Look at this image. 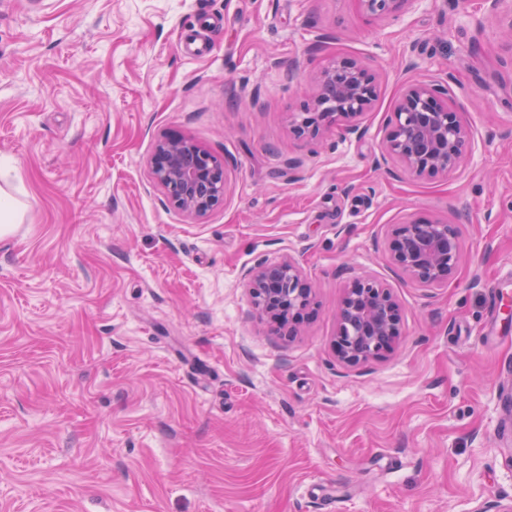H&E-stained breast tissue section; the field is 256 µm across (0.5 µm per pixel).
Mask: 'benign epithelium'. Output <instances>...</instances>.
I'll return each mask as SVG.
<instances>
[{"instance_id":"1","label":"benign epithelium","mask_w":512,"mask_h":512,"mask_svg":"<svg viewBox=\"0 0 512 512\" xmlns=\"http://www.w3.org/2000/svg\"><path fill=\"white\" fill-rule=\"evenodd\" d=\"M366 10L385 17L414 0H362ZM376 76L347 58L334 60L315 78L312 97L290 123L299 138H313L334 125L361 134L360 117L376 97ZM472 137L448 106V89L428 83L409 85L391 113L381 143L387 163L412 175H448L470 152ZM152 183L166 202L187 218L206 217L224 200L225 162L189 138L169 133L158 138L148 160ZM391 263L422 288H437L453 277L461 260L460 234L441 221L412 220L391 229ZM263 314L304 311L312 287L292 260L259 262L244 275ZM336 354L357 366L382 358L400 335L399 304L390 289L362 275L352 279L336 311Z\"/></svg>"}]
</instances>
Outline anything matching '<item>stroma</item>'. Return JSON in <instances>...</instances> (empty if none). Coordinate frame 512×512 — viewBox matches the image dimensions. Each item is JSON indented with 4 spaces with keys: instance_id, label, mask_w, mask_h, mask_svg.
<instances>
[{
    "instance_id": "1",
    "label": "stroma",
    "mask_w": 512,
    "mask_h": 512,
    "mask_svg": "<svg viewBox=\"0 0 512 512\" xmlns=\"http://www.w3.org/2000/svg\"><path fill=\"white\" fill-rule=\"evenodd\" d=\"M512 0H0V512H478L512 503ZM377 78L361 136L297 138L312 78ZM448 89L473 148L390 173L387 120ZM178 132L227 162L224 202L180 215L147 167ZM410 219L458 225L422 288L389 259ZM293 259L296 336L242 273ZM370 274L400 306L384 357L334 352ZM362 2L370 14L385 17L402 11L414 0H362ZM21 205L14 196L3 187L0 188V237L10 234L14 225L19 223Z\"/></svg>"
}]
</instances>
